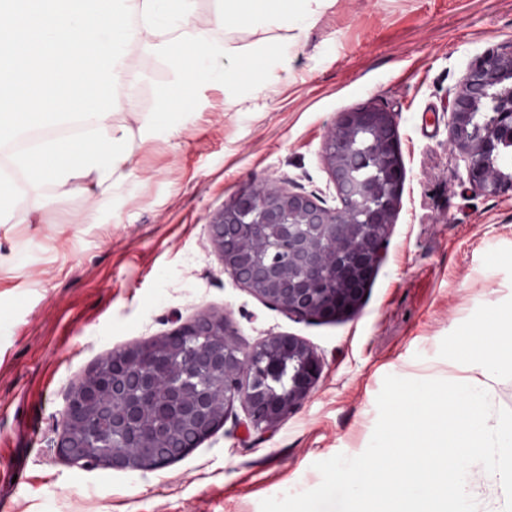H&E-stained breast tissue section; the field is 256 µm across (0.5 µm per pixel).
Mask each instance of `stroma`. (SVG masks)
<instances>
[{
	"instance_id": "stroma-1",
	"label": "stroma",
	"mask_w": 512,
	"mask_h": 512,
	"mask_svg": "<svg viewBox=\"0 0 512 512\" xmlns=\"http://www.w3.org/2000/svg\"><path fill=\"white\" fill-rule=\"evenodd\" d=\"M265 53L270 94L202 89L191 123L136 149L111 197L50 203L0 226V500L16 512H260L321 482L315 462L368 446L386 375L457 380L441 340L512 298V194L479 192L448 148L470 64L512 44V0H334L300 30L217 31ZM394 112L406 170L387 256L359 309L298 321L236 284L207 224L252 179L274 175L335 207L322 144L338 113ZM95 221L80 223L85 210ZM221 312L239 343L302 338L321 356L311 396L271 432L241 404L184 458L120 471L76 467L56 442L72 387L110 352Z\"/></svg>"
}]
</instances>
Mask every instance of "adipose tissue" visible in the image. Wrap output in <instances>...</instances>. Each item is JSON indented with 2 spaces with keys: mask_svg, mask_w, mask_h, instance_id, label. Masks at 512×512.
<instances>
[{
  "mask_svg": "<svg viewBox=\"0 0 512 512\" xmlns=\"http://www.w3.org/2000/svg\"><path fill=\"white\" fill-rule=\"evenodd\" d=\"M0 0V224H35L49 202L108 196L130 173L136 143L173 136L203 85H269L261 57L218 45L215 30L289 27L332 0ZM154 60L170 91L138 108L137 73ZM128 122H120V115ZM28 199L18 213L19 199Z\"/></svg>",
  "mask_w": 512,
  "mask_h": 512,
  "instance_id": "ef3b65f1",
  "label": "adipose tissue"
}]
</instances>
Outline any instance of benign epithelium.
I'll list each match as a JSON object with an SVG mask.
<instances>
[{
    "instance_id": "1",
    "label": "benign epithelium",
    "mask_w": 512,
    "mask_h": 512,
    "mask_svg": "<svg viewBox=\"0 0 512 512\" xmlns=\"http://www.w3.org/2000/svg\"><path fill=\"white\" fill-rule=\"evenodd\" d=\"M512 49L488 51L469 67L453 95L448 113V148L463 155L468 181L480 191H512V172L499 162L500 145L512 138ZM324 160L336 189L338 205L323 206L317 197L298 192L279 179L265 177L225 201L207 224L211 243L224 270L240 286L297 320H330L358 309L379 265L385 259L389 226L400 209L405 169L394 113L379 105L340 112L323 144ZM374 176L362 179L364 168ZM204 341L187 348L182 329L162 336L164 361L153 349L137 351L142 366L122 394L126 405L147 398L167 402L180 396L184 378L200 385L198 402L189 414L200 438L215 425L204 416L202 405L211 392L204 371L224 369V409L243 404L252 427L275 429L312 394L322 372V359L303 339L273 334L246 350L225 315L200 316ZM288 358V386L275 393L264 386L267 366ZM96 394L91 386L70 390L62 412V432L56 448L74 465L86 466L70 450L76 425L89 442L101 438L86 416V402ZM150 428L134 418L123 423L125 447L137 448ZM105 468L137 471L141 460L125 452H112L97 460Z\"/></svg>"
}]
</instances>
